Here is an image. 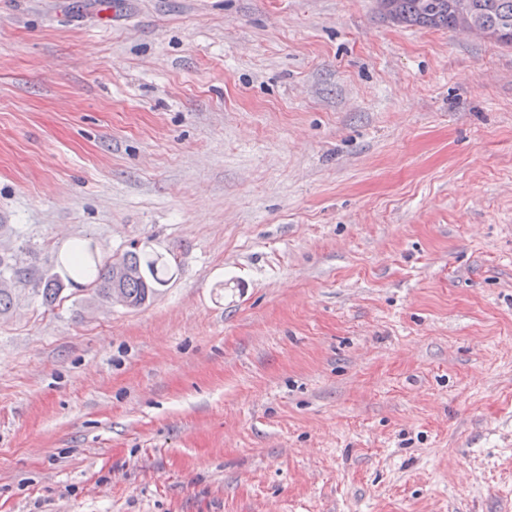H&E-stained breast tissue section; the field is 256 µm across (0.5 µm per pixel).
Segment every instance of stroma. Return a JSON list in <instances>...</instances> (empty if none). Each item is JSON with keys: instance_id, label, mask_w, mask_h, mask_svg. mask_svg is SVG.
<instances>
[{"instance_id": "obj_1", "label": "stroma", "mask_w": 512, "mask_h": 512, "mask_svg": "<svg viewBox=\"0 0 512 512\" xmlns=\"http://www.w3.org/2000/svg\"><path fill=\"white\" fill-rule=\"evenodd\" d=\"M77 242L171 278L46 308ZM0 255V512H512V47L0 0ZM8 273L19 277L18 271L0 258V314L7 312L12 307L16 290L14 288L15 283L5 278ZM3 283L7 284L8 288H3Z\"/></svg>"}]
</instances>
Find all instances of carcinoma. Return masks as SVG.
I'll return each mask as SVG.
<instances>
[{
    "label": "carcinoma",
    "mask_w": 512,
    "mask_h": 512,
    "mask_svg": "<svg viewBox=\"0 0 512 512\" xmlns=\"http://www.w3.org/2000/svg\"><path fill=\"white\" fill-rule=\"evenodd\" d=\"M458 0H379L384 18L407 27L456 30L468 21L489 34L496 42L512 46V0H467L468 19L457 9ZM73 259L78 271L87 279L88 291L100 302L120 304L128 309H139L151 302L166 286L171 270L169 260L161 254L144 249L125 253L118 263L96 259L93 248L77 247ZM18 276V271L0 258V314L13 305L14 283L6 274ZM63 284L58 278L44 282L37 289L42 304L55 307L64 296Z\"/></svg>",
    "instance_id": "carcinoma-1"
}]
</instances>
